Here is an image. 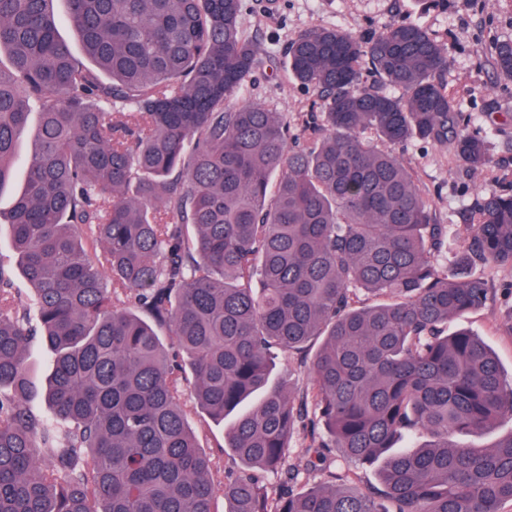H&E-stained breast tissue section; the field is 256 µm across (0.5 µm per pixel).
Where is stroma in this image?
Masks as SVG:
<instances>
[{
	"mask_svg": "<svg viewBox=\"0 0 512 512\" xmlns=\"http://www.w3.org/2000/svg\"><path fill=\"white\" fill-rule=\"evenodd\" d=\"M241 24L255 41L260 65L244 103H258L300 126L315 94L288 73L287 47L302 31L337 27L367 39L402 22L417 24L448 48L441 76L471 132L489 148L490 165L481 171L453 160L447 146L410 140L395 152L418 189L435 205L437 223L448 227L444 255L465 251L473 228L463 214L487 191L512 194V77L491 64L497 38L512 36V0H243ZM475 275L492 290L486 306L449 322L481 337L495 353L504 375L512 374V325L503 318L512 308V268L476 266Z\"/></svg>",
	"mask_w": 512,
	"mask_h": 512,
	"instance_id": "stroma-1",
	"label": "stroma"
}]
</instances>
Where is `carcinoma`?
<instances>
[{
    "label": "carcinoma",
    "instance_id": "1",
    "mask_svg": "<svg viewBox=\"0 0 512 512\" xmlns=\"http://www.w3.org/2000/svg\"><path fill=\"white\" fill-rule=\"evenodd\" d=\"M52 2L0 0V189L34 128L8 217L30 308L0 263V512H215L188 404L222 422L256 393L225 438V512L512 508V432L458 441L512 421V385L481 338L446 331L488 302L466 270L512 268V195L476 203L450 275L448 225L392 150L448 143L489 164L439 80L445 46L412 23L299 33L289 73L321 105L294 131L236 102L259 65L242 0H66L88 65ZM492 64L512 76V38ZM36 336L48 416L29 402ZM314 344L308 385L271 381L275 351ZM301 429L320 461L379 465L378 484L300 486ZM414 433L427 440L393 451ZM53 10H54L55 16L58 19L59 31H60L62 37L68 43L71 51L77 58H79L80 60H82L83 62L88 64V61L83 54L79 37H78L77 33L71 28V26L69 25V23L67 21L66 6L64 3V0H56L53 3ZM311 436L308 432L300 430L291 441V448L288 453V464L304 468L308 459L307 448L312 445Z\"/></svg>",
    "mask_w": 512,
    "mask_h": 512
}]
</instances>
